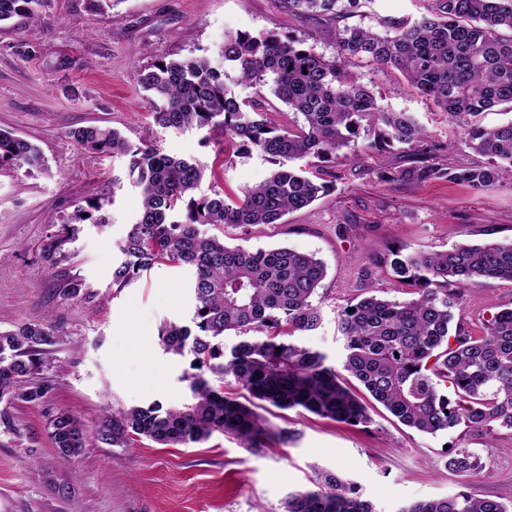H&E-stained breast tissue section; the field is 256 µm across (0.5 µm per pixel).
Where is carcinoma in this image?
<instances>
[{
	"label": "carcinoma",
	"instance_id": "1",
	"mask_svg": "<svg viewBox=\"0 0 512 512\" xmlns=\"http://www.w3.org/2000/svg\"><path fill=\"white\" fill-rule=\"evenodd\" d=\"M49 0H0V24L14 17L35 19ZM293 14L338 20L361 0H280ZM351 59L401 71L421 95L456 125L483 160L460 165L422 164L381 170L379 179L421 184L444 179L482 192L512 172V121L483 126L475 117L494 107L512 109V0H430L429 14L377 33L359 26L336 28V56L325 58L302 39L274 32L237 31L225 36L215 56L162 59L144 68L140 84L155 121L177 130L220 129L237 154L256 150L275 168L262 183L234 199L222 188L197 197L208 165L197 157L165 153L153 142L131 145L111 128L86 126L70 131L85 150L129 157V179L142 198L140 214L118 245L112 284L124 288L160 264L193 271L194 306L189 323H164L159 330L166 354L191 357L187 376L191 402L162 410L155 404L106 411L95 428L99 443L127 448L145 437L164 446L199 444L214 434L230 435L245 448L297 439L275 427L254 407L301 408L333 421L367 426L368 407L344 383L327 356L290 337L321 327L324 263L287 247L250 251L208 235L201 225L245 230L280 224L291 213L327 196L333 184L309 176L294 162L305 157L330 161L343 150L357 158L399 148L419 154L426 131L411 112L395 111L346 68ZM257 89L256 99L239 103L224 85L227 70ZM292 113L288 124L266 117L272 100ZM41 169L44 158L32 141L0 129V169ZM108 198L96 195L75 205L43 246L54 269L57 294L65 301L93 297L79 274L60 264L83 224L107 223ZM374 260L362 274L364 297L345 307L337 332L346 351L342 368L407 427L435 435L460 425L496 437L512 432V308L498 311L471 332L461 309L464 288L489 280L512 282V243L462 242L433 253H391L394 279L412 298L379 295ZM233 331L244 340L224 350ZM58 328L41 316L15 331L0 332V401L40 404L49 386L38 379L47 365L44 345ZM229 378L247 392L241 402L212 386L204 371ZM50 438L65 462L86 445L83 424L67 411L46 415ZM445 467L456 473L480 470L467 448L448 454ZM311 486L293 490L282 512H377L358 487L318 468ZM401 512H512L498 499L466 491L452 498L418 501Z\"/></svg>",
	"mask_w": 512,
	"mask_h": 512
}]
</instances>
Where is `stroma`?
I'll return each instance as SVG.
<instances>
[{"label":"stroma","mask_w":512,"mask_h":512,"mask_svg":"<svg viewBox=\"0 0 512 512\" xmlns=\"http://www.w3.org/2000/svg\"><path fill=\"white\" fill-rule=\"evenodd\" d=\"M427 0H367L347 25L385 32L392 21L426 13ZM276 31L305 39L325 57L336 54V23L289 13L279 0H112L103 13L87 0H51L37 21L14 19L0 27V128L35 142L46 169L0 171V331L53 312L61 334L49 348L44 377L53 386L45 404L0 402L10 426L0 425V512H281L288 492L309 486L314 468L355 483L377 512H400L416 501L459 491L512 501V433L497 439L465 435L463 428L424 435L368 401V427H350L300 409H270L275 425L300 438L255 453L233 437L216 434L203 444L163 447L139 438L108 448L88 437L70 463L59 459L45 427L46 410L74 413L94 429L102 413L188 400V359L160 348L167 320H188L193 273L161 265L129 286L112 285L118 245L141 210L128 177V158L82 149L71 129H118L134 145L152 141L168 154L197 157L213 166L200 194L213 185L236 196L265 180L270 164L260 154L237 157L222 132L202 135L155 123L139 84L141 70L157 59L217 54L226 33ZM349 68L380 92L385 105L415 113L427 139L443 144L429 162L473 161L442 112L395 69L361 61ZM396 149L335 165L309 161L335 190L285 223L224 229V240L250 250L286 246L315 255L327 270L320 293L323 325L299 344L341 366L343 341L336 314L356 303L370 257L390 250L443 251L467 241L512 242V182L473 193L443 180L420 185L380 181L378 167L413 165ZM106 192V225H84L70 245L67 267L91 287L92 301H62L42 255L52 225L65 223L76 201ZM512 308V283L488 281L463 293L472 332L503 308ZM479 456L473 474L448 471L450 450Z\"/></svg>","instance_id":"obj_1"}]
</instances>
